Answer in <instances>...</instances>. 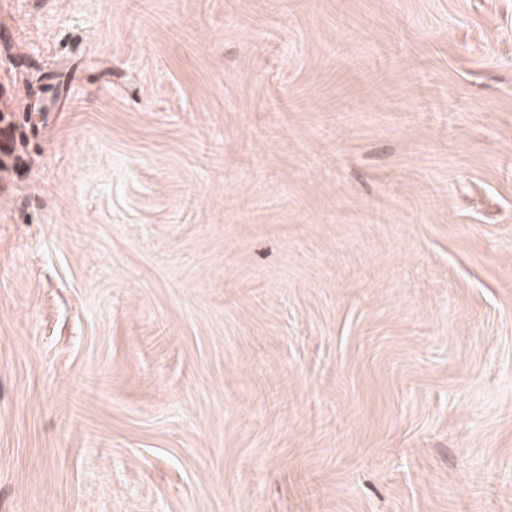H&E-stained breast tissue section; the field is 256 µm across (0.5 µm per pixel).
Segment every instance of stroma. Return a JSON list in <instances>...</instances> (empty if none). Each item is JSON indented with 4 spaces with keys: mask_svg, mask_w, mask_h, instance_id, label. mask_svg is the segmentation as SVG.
<instances>
[{
    "mask_svg": "<svg viewBox=\"0 0 512 512\" xmlns=\"http://www.w3.org/2000/svg\"><path fill=\"white\" fill-rule=\"evenodd\" d=\"M0 512H512V0H0Z\"/></svg>",
    "mask_w": 512,
    "mask_h": 512,
    "instance_id": "35a3bbf8",
    "label": "stroma"
}]
</instances>
